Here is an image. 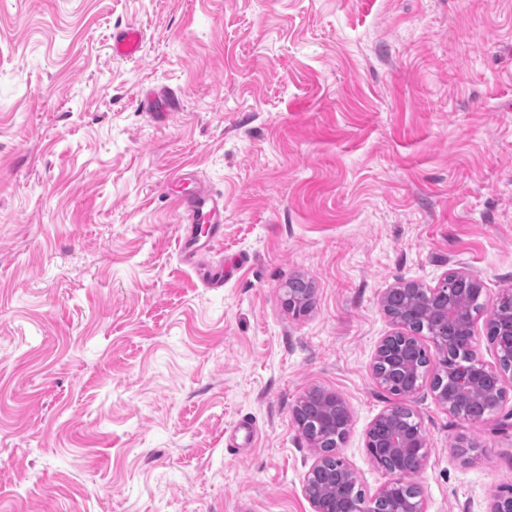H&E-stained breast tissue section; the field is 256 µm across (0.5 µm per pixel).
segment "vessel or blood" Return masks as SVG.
I'll return each mask as SVG.
<instances>
[{
    "instance_id": "obj_1",
    "label": "vessel or blood",
    "mask_w": 512,
    "mask_h": 512,
    "mask_svg": "<svg viewBox=\"0 0 512 512\" xmlns=\"http://www.w3.org/2000/svg\"><path fill=\"white\" fill-rule=\"evenodd\" d=\"M142 50L143 33L137 27H125L112 39L114 57L135 58ZM178 205L183 214L179 253L184 263L193 264L223 239L224 199L199 183L190 195L179 200Z\"/></svg>"
}]
</instances>
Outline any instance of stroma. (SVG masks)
<instances>
[{
  "label": "stroma",
  "instance_id": "35a3bbf8",
  "mask_svg": "<svg viewBox=\"0 0 512 512\" xmlns=\"http://www.w3.org/2000/svg\"><path fill=\"white\" fill-rule=\"evenodd\" d=\"M127 25L143 52L117 60ZM184 168L224 198L195 267ZM453 271L484 283L473 350L497 366L512 0H0V512H311L292 412L314 387L347 403L339 452L374 493L382 297ZM439 370L407 400L412 481L428 512H490L512 387L474 422L437 402ZM288 288H293V294L296 296H299L301 298H306L309 294V291L311 289V285L308 281H306L303 278L295 277L288 281ZM288 288L286 289V304L288 305V309L296 311V312H302L307 304L306 300H294L293 296L291 295L290 291H288Z\"/></svg>",
  "mask_w": 512,
  "mask_h": 512
}]
</instances>
